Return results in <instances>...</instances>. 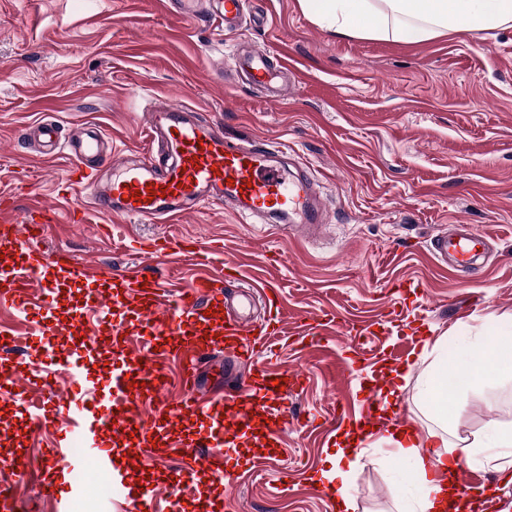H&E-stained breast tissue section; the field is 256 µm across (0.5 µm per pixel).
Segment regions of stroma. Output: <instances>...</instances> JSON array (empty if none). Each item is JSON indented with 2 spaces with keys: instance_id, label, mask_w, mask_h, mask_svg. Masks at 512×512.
Returning <instances> with one entry per match:
<instances>
[{
  "instance_id": "obj_1",
  "label": "stroma",
  "mask_w": 512,
  "mask_h": 512,
  "mask_svg": "<svg viewBox=\"0 0 512 512\" xmlns=\"http://www.w3.org/2000/svg\"><path fill=\"white\" fill-rule=\"evenodd\" d=\"M254 48L291 69L287 101H270L243 77L218 78L226 60ZM158 98L222 124L229 137L292 150L319 182L321 231L249 224L220 203L175 222L107 217L66 181L68 156L43 161L25 135L39 118L67 137L91 122L137 160L151 151L144 114ZM1 194L21 215L39 197L55 221L32 246L70 251L96 270L135 265L170 273L183 289L200 267L187 258L166 267L140 244L220 238L212 273L234 261L272 281L282 329L269 359L301 372L305 385L289 400L281 450L252 448L260 466L239 473L233 512H325L311 476L326 466L336 418L358 415L379 392L359 359L374 372L414 366L438 337L453 346L466 332L512 324V27L417 42L337 37L298 0H247L237 27L220 33L207 16L183 22L159 0H0ZM451 224L491 236L475 268L433 258L431 240ZM391 309L399 326L357 339L320 322L329 310L358 322ZM250 368L215 347L197 392L223 397ZM421 379L414 366L388 403L389 420L370 422L371 447L351 478L356 512H396L399 463L377 444L387 422L423 416ZM493 420L512 422V380L472 389L455 430L465 437ZM54 445L50 432L27 431L15 397L0 395V486L25 512H56V493L85 482L86 460L43 463Z\"/></svg>"
}]
</instances>
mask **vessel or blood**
Listing matches in <instances>:
<instances>
[{"label":"vessel or blood","mask_w":512,"mask_h":512,"mask_svg":"<svg viewBox=\"0 0 512 512\" xmlns=\"http://www.w3.org/2000/svg\"><path fill=\"white\" fill-rule=\"evenodd\" d=\"M244 0H212L209 13L232 25L243 12ZM232 67L244 71L254 86L268 90L276 101L287 99L291 89L267 55L249 51L236 55ZM147 136L155 154L137 164L105 150L92 130H83L78 143L58 138L56 125L39 122L40 152H62L74 159L69 181L89 192L88 203L103 214L112 212L141 220L184 216L205 203H225L244 217L265 224H285L289 229L316 230L325 222L318 199V184L306 171L290 173L280 165L276 149L265 143H241L229 138L224 128L200 120L187 107L167 100L155 103L146 114ZM489 236L465 229L436 237L432 251L440 264H469L482 253ZM0 250L11 252L13 265L0 275V305L25 308L38 302L46 319H54L63 287L97 280L100 289L81 294L69 303L71 316L82 320L90 313L103 320L114 318L117 340L112 344V368L102 380L82 378L77 349L58 355L68 368L73 389L66 411L46 403L35 406L33 425H53L61 440L77 438L79 455L109 468L111 448L101 447V432H111L121 445L130 420L125 409L135 397L149 398L148 423L137 430L139 464L151 465L181 455L182 469L172 471L174 496L193 492L203 479L224 476L225 512L233 502V480L238 468L251 465L243 452L229 454L251 414L266 418L264 437L270 448L279 447L285 431L286 402L303 384L299 372L283 370L264 360L279 321L267 318L246 324L224 293L225 283L239 280L236 267L226 266L223 275H203L187 288L173 292L159 276L145 277L139 268L127 266L94 275L77 257L59 253L48 257L20 246L16 237L0 235ZM148 253L172 261L196 259L206 266L222 254L216 243L195 239L153 240ZM138 339L136 350H127L125 336ZM220 336L224 353L232 359L252 361L247 383L234 395L202 399L195 393L199 369L211 350L210 339ZM165 344H158V337ZM181 362L182 392L170 396L161 367L169 358ZM197 417L201 425L188 434L180 422Z\"/></svg>","instance_id":"b4317fda"}]
</instances>
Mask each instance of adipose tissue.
<instances>
[{
  "label": "adipose tissue",
  "mask_w": 512,
  "mask_h": 512,
  "mask_svg": "<svg viewBox=\"0 0 512 512\" xmlns=\"http://www.w3.org/2000/svg\"><path fill=\"white\" fill-rule=\"evenodd\" d=\"M303 11L339 37L424 41L448 33L492 31L512 24V0H299ZM444 340L424 349L426 378L418 397L426 406L424 421L391 426L383 441L405 467L398 477L401 512H472L479 503L497 500L512 484V422L488 424L472 436L455 441L449 401L463 403L469 389L483 385L492 374L512 373L503 356L512 351V329L490 340L466 337L454 359H447ZM463 386L449 393L448 378ZM364 454L355 436L337 447L330 468L320 470L316 483L324 485L336 512H352L350 477ZM493 471L497 483L472 490L460 488V464Z\"/></svg>",
  "instance_id": "adipose-tissue-1"
}]
</instances>
